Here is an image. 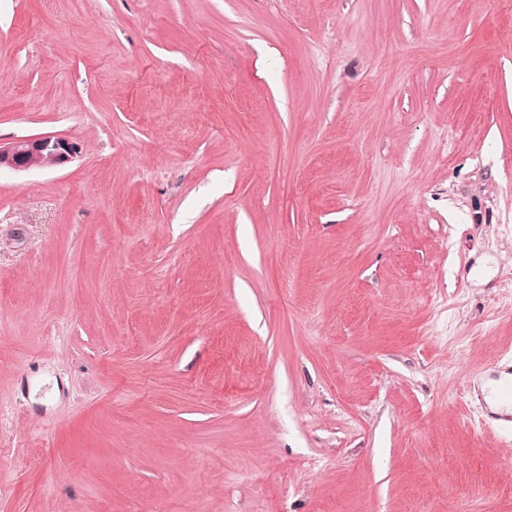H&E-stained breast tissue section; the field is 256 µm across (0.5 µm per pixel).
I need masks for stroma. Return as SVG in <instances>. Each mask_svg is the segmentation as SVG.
<instances>
[{
	"label": "stroma",
	"instance_id": "stroma-1",
	"mask_svg": "<svg viewBox=\"0 0 512 512\" xmlns=\"http://www.w3.org/2000/svg\"><path fill=\"white\" fill-rule=\"evenodd\" d=\"M0 512H512L506 0H0ZM76 141L66 137L43 135L23 137L0 143V169H52L62 166L80 153Z\"/></svg>",
	"mask_w": 512,
	"mask_h": 512
}]
</instances>
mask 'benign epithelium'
Wrapping results in <instances>:
<instances>
[{"instance_id": "1", "label": "benign epithelium", "mask_w": 512, "mask_h": 512, "mask_svg": "<svg viewBox=\"0 0 512 512\" xmlns=\"http://www.w3.org/2000/svg\"><path fill=\"white\" fill-rule=\"evenodd\" d=\"M79 150V144L66 137L18 138L7 144L0 143V169H52L72 161Z\"/></svg>"}]
</instances>
